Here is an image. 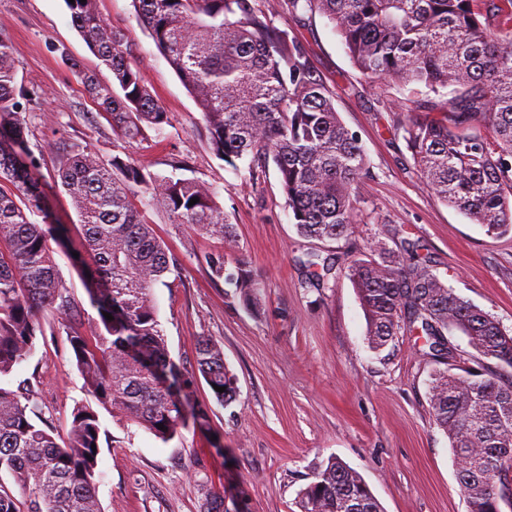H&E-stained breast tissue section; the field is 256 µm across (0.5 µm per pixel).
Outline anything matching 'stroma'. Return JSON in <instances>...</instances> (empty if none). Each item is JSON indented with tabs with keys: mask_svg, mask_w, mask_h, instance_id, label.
<instances>
[{
	"mask_svg": "<svg viewBox=\"0 0 512 512\" xmlns=\"http://www.w3.org/2000/svg\"><path fill=\"white\" fill-rule=\"evenodd\" d=\"M99 11L124 34L131 61L170 116L162 136L145 130L120 142L99 115L70 60L107 69L73 27L64 0H0V34L6 35L25 89L38 91L29 143L40 157L52 220L81 240L69 196L55 186L57 157L70 144L88 146L110 160L116 145L155 173L184 162L189 176L210 184L236 234V257L260 280L261 313L244 309L204 257L223 243L149 211L157 235L181 263L174 288L157 286L154 302L171 357L190 379L191 407L205 408L208 426L164 441L102 413L97 500L100 512H202L212 496L224 512H300L297 493L319 463L336 457L358 471L384 512H468L447 436L429 409L436 363L416 337L395 349H369L357 292L345 276L312 285L299 260L309 253L339 261L368 253L375 242L400 249L420 240L430 269L454 292L488 312L512 333V233L491 237L448 206L417 173L402 137L392 133L393 101L410 92L365 81L325 18L295 23L280 16L300 41L324 83L336 91V110L366 153L369 173L356 192L357 222L335 241L298 234L276 167L252 175L247 163L231 167L215 158L198 133L200 112L187 88L135 18L132 0H98ZM68 319L51 318L34 355L0 386L30 382L45 416L66 432L76 403L88 401L67 341ZM208 337L222 346L237 381V399L219 404L199 374L195 344Z\"/></svg>",
	"mask_w": 512,
	"mask_h": 512,
	"instance_id": "1",
	"label": "stroma"
}]
</instances>
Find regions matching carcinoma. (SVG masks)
I'll use <instances>...</instances> for the list:
<instances>
[{
	"label": "carcinoma",
	"mask_w": 512,
	"mask_h": 512,
	"mask_svg": "<svg viewBox=\"0 0 512 512\" xmlns=\"http://www.w3.org/2000/svg\"><path fill=\"white\" fill-rule=\"evenodd\" d=\"M71 22L111 73L70 62L98 109L122 140L150 128L162 134L169 113L128 60L124 35L97 9L98 0H64ZM136 17L187 87L200 111L211 153L236 168L274 164L300 235L320 241L350 233L354 194L368 173L357 137L336 110L302 43L276 25L319 13L333 26L353 65L370 83L439 97L423 112L398 103L402 134L423 182L490 236L512 231V11L500 0H132ZM37 93L18 86L8 37L0 35V376L34 354L45 334L39 314L68 315L74 301L60 279L55 248L76 252L89 275L97 313L89 331L68 327L72 358L92 401L76 405L66 437L44 416L33 391L0 386V512H99L96 498L103 409L169 440L207 421L187 413V379L170 357L152 298L170 286L179 260L147 220L161 206L174 224L235 244L233 226L215 190L197 178L151 172L121 153L103 161L74 144L58 160L57 176L79 216L83 241L55 224L37 176L26 114ZM199 202L189 205L191 198ZM38 215L37 223L32 217ZM424 245L404 239L397 252L378 244L344 267L331 256L303 261L317 284L344 274L363 308L369 347L381 352L399 337L423 339L426 355L445 368L431 374L433 422L447 436L469 512L512 508V379L456 363L446 333L468 338L477 354L512 369V335L489 313L457 296L429 270ZM211 276L234 288L240 304L259 312L257 274L243 259L205 257ZM109 313V320L104 313ZM197 365L215 399L235 401V377L223 348L196 343ZM164 429H158V425ZM301 512H382L362 475L330 457L298 493Z\"/></svg>",
	"instance_id": "carcinoma-1"
}]
</instances>
